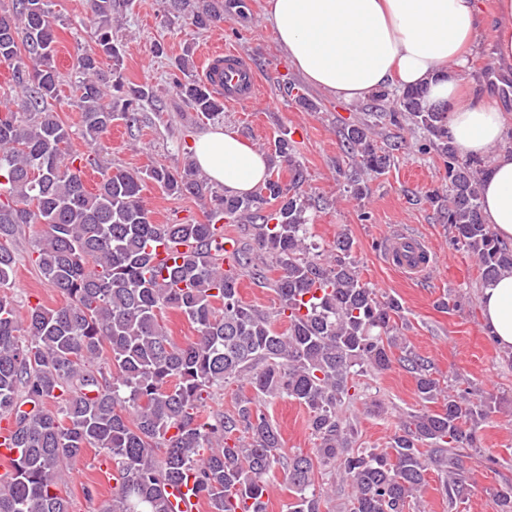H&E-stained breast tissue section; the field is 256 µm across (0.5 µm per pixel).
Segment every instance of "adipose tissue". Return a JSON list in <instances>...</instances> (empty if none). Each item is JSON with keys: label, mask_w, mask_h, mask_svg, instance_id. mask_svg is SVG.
Instances as JSON below:
<instances>
[{"label": "adipose tissue", "mask_w": 512, "mask_h": 512, "mask_svg": "<svg viewBox=\"0 0 512 512\" xmlns=\"http://www.w3.org/2000/svg\"><path fill=\"white\" fill-rule=\"evenodd\" d=\"M503 24L488 27L480 0H268L276 39L310 85L337 100L361 101L388 87H423L426 103L447 107L448 133L460 155L482 159V216L512 243V114L488 93L465 86L469 56L491 40L494 63L512 72V0H496ZM197 166L232 195L260 185L264 155L219 128L195 142ZM483 323L512 351V272L480 292Z\"/></svg>", "instance_id": "adipose-tissue-1"}]
</instances>
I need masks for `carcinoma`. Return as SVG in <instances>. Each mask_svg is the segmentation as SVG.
Instances as JSON below:
<instances>
[{"label":"carcinoma","instance_id":"obj_1","mask_svg":"<svg viewBox=\"0 0 512 512\" xmlns=\"http://www.w3.org/2000/svg\"><path fill=\"white\" fill-rule=\"evenodd\" d=\"M170 5L189 11L198 29L224 24V0ZM116 6L86 0L95 48L76 54L73 105L94 151L104 147L113 121L134 126L153 95L144 85L125 87L112 41ZM55 44L51 0H12V9L0 10V64L11 67L13 92L0 109V288L12 285L21 229L38 226L33 262L65 298L54 308L30 307L22 322L0 296V438L18 451L0 481V512H71L58 477L88 448L103 450L112 467L115 492L102 512H172L167 489L188 482L211 512H267V478L278 468L292 490L288 512H323L327 491L315 484L317 466L347 487L349 512H405L433 468L449 512H456L473 488L462 451L477 450L478 437L468 424L494 412L497 397L440 385L432 362L399 336V300L361 279L348 235H339L327 255L308 244L309 202L297 193L304 173L291 133L268 147L269 173L249 195L217 194L191 164L115 167L101 172L91 192L87 159L72 151L73 132L53 109L60 86ZM103 58L112 61L110 76ZM189 66L188 56L178 58L173 88L188 108L213 119L224 104L190 78ZM424 97L422 89L404 90L385 116L427 133L418 150L435 151L448 179L428 200L489 281L512 270V247L483 221L477 176L485 170L457 153L448 113L428 108ZM343 148L358 172L350 191L361 197L363 176L385 173L390 151L363 122L344 128ZM148 180L170 194L210 200L204 219L155 223L142 201ZM221 222L251 227L272 266L252 263L242 247L223 256L227 264L215 262L224 250ZM158 244L187 250L158 264ZM273 268L275 279L268 277ZM244 271L270 283L275 311L242 301ZM167 309L184 315L193 340L171 339L161 322ZM279 322L287 327L278 329ZM395 360L412 374L420 399L440 409L407 414L387 448L355 449L354 424L340 413L356 397L353 376L380 374ZM241 381L254 396L240 397L231 415L203 416L213 392ZM280 396L307 408L316 457L283 450L279 430L261 410L262 401ZM49 401L55 410L46 408ZM485 492L496 512H512L511 479Z\"/></svg>","mask_w":512,"mask_h":512}]
</instances>
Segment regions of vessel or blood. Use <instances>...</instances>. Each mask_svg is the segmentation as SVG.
<instances>
[{"mask_svg":"<svg viewBox=\"0 0 512 512\" xmlns=\"http://www.w3.org/2000/svg\"><path fill=\"white\" fill-rule=\"evenodd\" d=\"M206 58L202 77L220 91L226 106L236 107L260 98L259 73L237 48H214L207 51ZM389 249L399 255L396 268L411 277L426 269L431 257L424 241L406 234L391 238ZM170 499L176 512H206L204 499L187 486L171 489Z\"/></svg>","mask_w":512,"mask_h":512,"instance_id":"1","label":"vessel or blood"}]
</instances>
